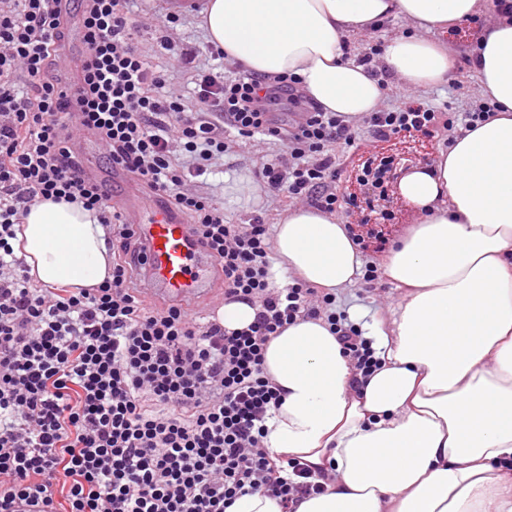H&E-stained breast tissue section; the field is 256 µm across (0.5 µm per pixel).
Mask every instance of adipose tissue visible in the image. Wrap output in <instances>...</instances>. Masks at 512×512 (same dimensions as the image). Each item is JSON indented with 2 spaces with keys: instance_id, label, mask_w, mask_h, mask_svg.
<instances>
[{
  "instance_id": "obj_1",
  "label": "adipose tissue",
  "mask_w": 512,
  "mask_h": 512,
  "mask_svg": "<svg viewBox=\"0 0 512 512\" xmlns=\"http://www.w3.org/2000/svg\"><path fill=\"white\" fill-rule=\"evenodd\" d=\"M481 14L474 69L500 110L397 186L418 221L382 265L406 293L370 327L380 368L355 379L321 319L266 346L282 402L265 448L334 477L296 512H512V12L485 0H207L199 14L225 59L296 75L308 98L352 120L376 111L384 89L344 59L346 34L406 21L411 33L386 38L380 63L424 88L455 57L420 31ZM273 240L278 268L309 284L339 291L360 271L342 224L314 208L289 210ZM12 246L42 285L94 288L112 271L102 224L76 203L32 205Z\"/></svg>"
}]
</instances>
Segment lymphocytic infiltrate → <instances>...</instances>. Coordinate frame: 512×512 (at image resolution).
Wrapping results in <instances>:
<instances>
[{
  "instance_id": "1",
  "label": "lymphocytic infiltrate",
  "mask_w": 512,
  "mask_h": 512,
  "mask_svg": "<svg viewBox=\"0 0 512 512\" xmlns=\"http://www.w3.org/2000/svg\"><path fill=\"white\" fill-rule=\"evenodd\" d=\"M60 2L0 0V512H226L258 490L291 512L326 485L263 444L281 400L263 370L267 343L322 318L357 374L379 360L335 293L273 284L268 224L227 223L197 177L240 141L278 139L285 153L252 171L265 193L342 217L359 252L380 253L402 216L390 187L409 156L429 159L441 132L476 128L497 107L460 116L407 93L397 109L367 113L361 140L292 75L199 70L186 99L140 50L123 0H81L84 52L69 77ZM81 131L147 197L185 216L224 272L225 302L255 306L247 329L138 296L135 242L106 185L85 174ZM47 199L98 215L107 246L123 253L111 278L94 288L32 280L10 241Z\"/></svg>"
}]
</instances>
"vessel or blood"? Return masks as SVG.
I'll use <instances>...</instances> for the list:
<instances>
[{
    "label": "vessel or blood",
    "instance_id": "vessel-or-blood-1",
    "mask_svg": "<svg viewBox=\"0 0 512 512\" xmlns=\"http://www.w3.org/2000/svg\"><path fill=\"white\" fill-rule=\"evenodd\" d=\"M119 207L143 244L138 271L144 291L160 304L177 303L192 313L203 310L223 275L190 227L133 190Z\"/></svg>",
    "mask_w": 512,
    "mask_h": 512
}]
</instances>
